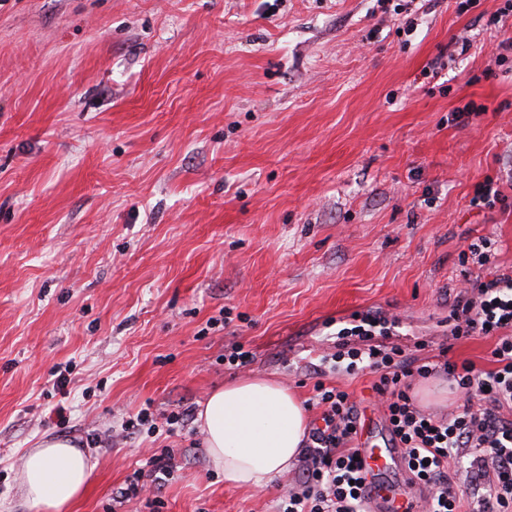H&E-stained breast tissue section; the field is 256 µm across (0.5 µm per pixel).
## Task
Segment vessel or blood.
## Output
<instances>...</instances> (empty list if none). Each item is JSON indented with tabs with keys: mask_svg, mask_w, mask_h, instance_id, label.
I'll return each mask as SVG.
<instances>
[{
	"mask_svg": "<svg viewBox=\"0 0 512 512\" xmlns=\"http://www.w3.org/2000/svg\"><path fill=\"white\" fill-rule=\"evenodd\" d=\"M360 461L370 512H403L405 492L388 490L389 474L403 468L400 453L367 441L360 446Z\"/></svg>",
	"mask_w": 512,
	"mask_h": 512,
	"instance_id": "obj_1",
	"label": "vessel or blood"
}]
</instances>
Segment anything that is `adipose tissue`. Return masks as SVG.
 I'll return each instance as SVG.
<instances>
[{
    "label": "adipose tissue",
    "mask_w": 512,
    "mask_h": 512,
    "mask_svg": "<svg viewBox=\"0 0 512 512\" xmlns=\"http://www.w3.org/2000/svg\"><path fill=\"white\" fill-rule=\"evenodd\" d=\"M210 461L225 482L261 489L296 460L308 416L279 381L251 376L212 392L197 413ZM94 469L69 439L50 436L25 456L22 495L33 512H62Z\"/></svg>",
    "instance_id": "adipose-tissue-1"
}]
</instances>
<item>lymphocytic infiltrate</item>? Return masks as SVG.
Segmentation results:
<instances>
[{"instance_id":"obj_1","label":"lymphocytic infiltrate","mask_w":512,"mask_h":512,"mask_svg":"<svg viewBox=\"0 0 512 512\" xmlns=\"http://www.w3.org/2000/svg\"><path fill=\"white\" fill-rule=\"evenodd\" d=\"M452 339H493L490 369L469 360L456 362L448 347L436 361L425 362L398 347H352L345 362L325 354L313 370L316 382L309 407L317 417L303 439L297 476L279 498L278 512H367L360 464L356 460L358 408L351 394L329 386L325 376L353 375L368 369L375 375L371 389L390 426L391 435L417 485L421 500H408L406 512H512V275L496 274L464 287L450 307ZM441 374L461 402L450 413L422 410L412 393L418 378ZM192 410L156 417L144 407L122 422L123 435L140 433L159 438L184 429ZM177 470L170 449L148 458L127 475L112 497L113 507L153 493L149 503L163 507L160 494ZM465 473L475 491L460 493L458 473Z\"/></svg>"}]
</instances>
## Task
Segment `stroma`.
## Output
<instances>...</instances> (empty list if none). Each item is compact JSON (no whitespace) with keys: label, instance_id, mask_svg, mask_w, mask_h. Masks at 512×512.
Wrapping results in <instances>:
<instances>
[{"label":"stroma","instance_id":"stroma-1","mask_svg":"<svg viewBox=\"0 0 512 512\" xmlns=\"http://www.w3.org/2000/svg\"><path fill=\"white\" fill-rule=\"evenodd\" d=\"M474 18L455 0H0V512H29L44 437L94 434L69 512H111L165 446L161 512H274L290 474L233 487L190 451L196 423L161 443L122 419L251 375L310 398V366L358 345L338 331L367 312L396 322L372 344L448 342L489 369L491 339L448 340L480 273L468 244L493 238L490 273H512V52H492L512 17ZM489 177L507 205L471 206ZM238 342L252 361L231 369Z\"/></svg>","mask_w":512,"mask_h":512}]
</instances>
